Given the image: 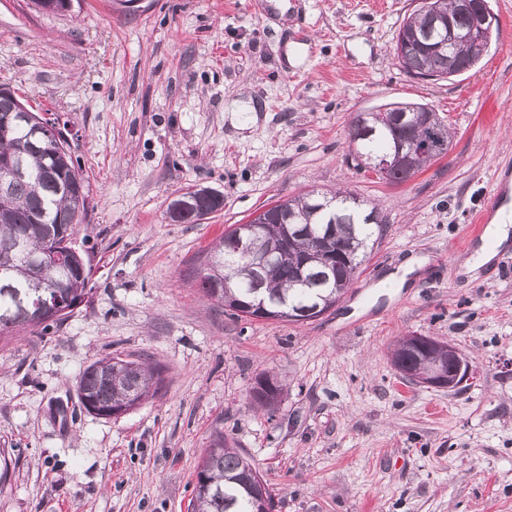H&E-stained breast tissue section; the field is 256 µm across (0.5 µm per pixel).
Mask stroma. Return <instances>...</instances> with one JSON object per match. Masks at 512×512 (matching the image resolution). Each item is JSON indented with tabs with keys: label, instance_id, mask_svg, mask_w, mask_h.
I'll list each match as a JSON object with an SVG mask.
<instances>
[{
	"label": "stroma",
	"instance_id": "1",
	"mask_svg": "<svg viewBox=\"0 0 512 512\" xmlns=\"http://www.w3.org/2000/svg\"><path fill=\"white\" fill-rule=\"evenodd\" d=\"M78 0L54 14L0 0V85L63 134L89 189L76 242L90 290L48 331L0 338V512H192L215 429L275 489L277 512H512V243L469 275L453 242L512 168V0L480 62L411 78L392 43L419 0ZM493 98L498 119L486 118ZM391 102L430 105L447 153L396 185L356 169L348 126ZM195 187L224 197L166 220ZM344 188L386 231L336 307L304 322L237 317L196 271L233 224L278 199ZM421 259L403 288L381 280ZM452 341L458 393L403 381L401 336ZM122 354L167 367L129 413L83 409L77 381ZM288 392L248 408L256 377ZM201 190L188 191L184 193L180 201L177 203V207L179 209L187 210L192 207V198L188 194L198 195L196 196L195 204L192 210L186 211L178 216H175L171 213L170 208L173 202L167 207L165 212V218L170 219L172 222L179 224H194L197 221L201 220L202 217L213 213L219 209H221L224 205V198L221 195L209 196L204 193H199Z\"/></svg>",
	"mask_w": 512,
	"mask_h": 512
}]
</instances>
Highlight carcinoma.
<instances>
[{
  "instance_id": "1",
  "label": "carcinoma",
  "mask_w": 512,
  "mask_h": 512,
  "mask_svg": "<svg viewBox=\"0 0 512 512\" xmlns=\"http://www.w3.org/2000/svg\"><path fill=\"white\" fill-rule=\"evenodd\" d=\"M470 28V17L458 9L457 0H444V14L434 17L415 10L399 26L397 36L413 45L401 61L403 70L413 76L433 80L461 75L471 69L481 51L469 42H458L438 51L448 24ZM408 104L389 103L372 111L361 112L351 122L349 144L356 168L363 170L369 159L392 150L396 140L405 143L409 166L422 170L448 152L453 135L439 117L414 134L409 121L399 122V114ZM12 158L26 175L0 187V335L41 326L44 321L40 303L55 295L74 299L83 295L91 279L90 259L75 251L73 262L54 280L31 275L28 256L40 254L47 246L49 232L59 242L74 247L77 224L86 211L88 194L85 178L67 149L48 150L45 142L30 138V130L16 127L11 135L0 137V160ZM224 198L199 193L194 207L178 216L171 211L165 218L179 224H194L221 209ZM250 223L264 233L275 224H294L289 240L288 261L264 268L257 276H239L236 230L224 232L206 252L199 271L198 287L204 295L237 316L284 320L279 303L300 310L320 307L325 313L345 294L371 243L379 241L385 224L374 206L347 190L326 195L311 192L287 200H278L260 212ZM334 225V245L338 259L328 268L318 256V239L328 225ZM267 300L268 310L248 311L237 306L250 294ZM166 368L160 363L143 362L120 355L106 356L88 365L78 380L82 405L112 415V409L129 410L155 397L162 389ZM286 385L271 374H262L249 392L252 407L273 414L270 400L281 399ZM270 512L277 503L264 476L249 458L235 448L217 428L211 435L198 464L194 487L193 512H259L262 502Z\"/></svg>"
}]
</instances>
